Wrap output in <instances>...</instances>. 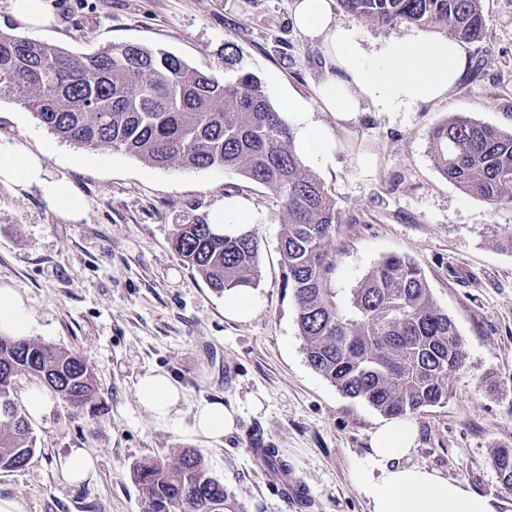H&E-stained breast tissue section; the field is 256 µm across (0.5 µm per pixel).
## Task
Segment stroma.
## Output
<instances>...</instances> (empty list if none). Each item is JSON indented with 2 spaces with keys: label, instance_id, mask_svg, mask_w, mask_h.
<instances>
[{
  "label": "stroma",
  "instance_id": "obj_1",
  "mask_svg": "<svg viewBox=\"0 0 512 512\" xmlns=\"http://www.w3.org/2000/svg\"><path fill=\"white\" fill-rule=\"evenodd\" d=\"M56 24L35 39L88 53L139 43L169 51L216 77L224 47L262 81L293 130L289 94L312 99L325 74L322 43L302 36L291 0H50ZM480 41L466 44L469 66L443 102L415 112H360L339 119L311 113L336 140L334 159L302 155L342 216L329 251L326 286L338 311L355 318L353 295L384 257L400 254L424 271L436 306L463 340L462 367L448 378L447 402L411 418L418 430L411 464L438 471L501 501L512 512L492 458L512 448V205L466 196L436 168L432 127L457 115L512 132V0H482ZM353 29L366 64L389 40L419 35L339 14ZM0 141L19 153L44 152L49 178L72 184L87 203L73 222L37 188L0 183V284L26 299L35 339L76 352L95 373L96 392L76 411L61 399L32 422L35 452L0 470V495L21 512H142L133 466L199 449L240 512H367L352 477L354 457L387 416L351 399L314 372L283 286L280 212L270 191L221 167H155L122 151L61 140L18 103L0 101ZM251 206L261 239L260 303L250 320L224 312V297L171 246L176 225L206 216L224 197ZM184 389L180 422L161 425L136 399L148 370ZM495 389L481 387L484 376ZM202 399L236 412L220 441L194 437L184 424ZM275 448L309 508L286 502L251 445ZM74 448L97 460V475L64 482L59 459Z\"/></svg>",
  "mask_w": 512,
  "mask_h": 512
}]
</instances>
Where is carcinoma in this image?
<instances>
[{
  "label": "carcinoma",
  "instance_id": "obj_1",
  "mask_svg": "<svg viewBox=\"0 0 512 512\" xmlns=\"http://www.w3.org/2000/svg\"><path fill=\"white\" fill-rule=\"evenodd\" d=\"M344 13L379 25L443 31L460 42L483 34L481 0H339ZM220 80L160 48L137 43L92 53L22 33L0 32V100H13L61 139L125 151L158 167L234 170L272 191L281 213L284 287L294 300L308 365L343 395L386 416L403 417L448 399V375L464 362L462 339L433 302L425 274L409 258L385 257L355 290L357 318L336 309L325 278L328 242L341 218L324 183L302 165L294 133L261 81L228 44ZM430 153L464 194L512 204V133L455 116L432 129ZM174 250L222 293L256 286L261 240L229 237L207 219L177 224ZM23 375L75 410L95 393V376L73 351L35 339L0 336V470L26 465L35 451L15 397ZM512 488V448L493 457ZM143 512H236L204 456L184 449L133 468Z\"/></svg>",
  "mask_w": 512,
  "mask_h": 512
}]
</instances>
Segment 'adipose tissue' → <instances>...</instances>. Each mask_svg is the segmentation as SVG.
I'll return each mask as SVG.
<instances>
[{
  "label": "adipose tissue",
  "instance_id": "ef3b65f1",
  "mask_svg": "<svg viewBox=\"0 0 512 512\" xmlns=\"http://www.w3.org/2000/svg\"><path fill=\"white\" fill-rule=\"evenodd\" d=\"M291 20L308 39L322 42L328 58L327 75L315 88V105L344 118L359 112H414L447 99L468 64L466 50L455 40L395 38L381 52V61L364 66L351 29L339 23L335 0H292ZM0 182L37 187L68 220L80 221L87 205L64 180L48 178L40 154L16 155L0 143ZM250 208L238 198L218 202L208 215L214 233L236 237L248 233ZM34 321L24 297L8 284L0 285V334L30 335ZM140 406L162 425L179 421L183 389L167 374L154 370L136 383ZM235 428V412L220 401L201 400L193 410V434L220 440ZM417 439L406 421L378 428L369 451L355 457L354 481L369 512H498V502L468 489L438 471L405 465Z\"/></svg>",
  "mask_w": 512,
  "mask_h": 512
}]
</instances>
